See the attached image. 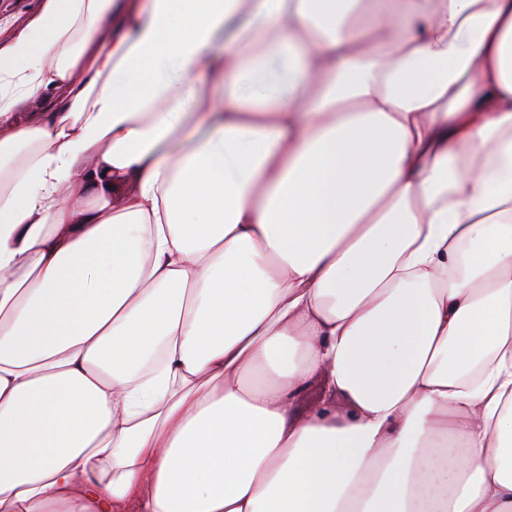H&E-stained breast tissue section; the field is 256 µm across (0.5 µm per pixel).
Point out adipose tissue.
Returning a JSON list of instances; mask_svg holds the SVG:
<instances>
[{"instance_id":"adipose-tissue-1","label":"adipose tissue","mask_w":512,"mask_h":512,"mask_svg":"<svg viewBox=\"0 0 512 512\" xmlns=\"http://www.w3.org/2000/svg\"><path fill=\"white\" fill-rule=\"evenodd\" d=\"M0 512H512V0H43ZM325 385L323 376H318L309 381L295 404L294 413L296 416L300 417L307 414L321 400L324 395Z\"/></svg>"}]
</instances>
